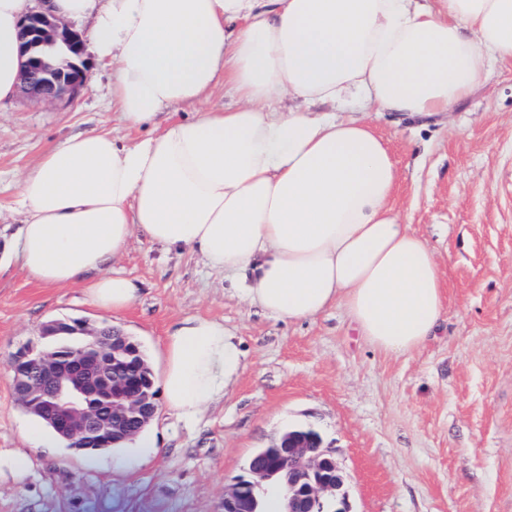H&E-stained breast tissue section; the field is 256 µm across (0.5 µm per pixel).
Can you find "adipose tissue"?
I'll return each instance as SVG.
<instances>
[{
	"instance_id": "ef3b65f1",
	"label": "adipose tissue",
	"mask_w": 512,
	"mask_h": 512,
	"mask_svg": "<svg viewBox=\"0 0 512 512\" xmlns=\"http://www.w3.org/2000/svg\"><path fill=\"white\" fill-rule=\"evenodd\" d=\"M34 0H0V102L18 93L14 51ZM91 20L87 49L112 70V109L134 144L67 137L17 182L14 242L34 281L83 283L120 311L134 282L110 266L133 231L198 251L288 321L339 307L360 336L402 355L434 336L440 266L391 205L399 171L355 105L407 118L454 111L512 62V0H48ZM237 98L208 110L216 87ZM294 107L282 108L283 98ZM193 118L153 129L159 112ZM162 390L195 425L241 370L223 323L183 319L165 338Z\"/></svg>"
}]
</instances>
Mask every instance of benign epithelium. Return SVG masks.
Returning <instances> with one entry per match:
<instances>
[{
	"mask_svg": "<svg viewBox=\"0 0 512 512\" xmlns=\"http://www.w3.org/2000/svg\"><path fill=\"white\" fill-rule=\"evenodd\" d=\"M20 30L21 95L49 104L73 102L90 72L82 34L45 11L24 17ZM64 333L82 339L59 352L27 345L12 355L15 398L47 415L59 433L79 444L102 442L115 432L137 435L157 414L158 397L155 384L119 377L137 356L125 332L81 319L71 326L49 321L40 336ZM274 447L270 466L224 486V512H261L258 499L245 490L248 484L263 492L275 487L282 512H348L343 471L317 431H290Z\"/></svg>",
	"mask_w": 512,
	"mask_h": 512,
	"instance_id": "1",
	"label": "benign epithelium"
}]
</instances>
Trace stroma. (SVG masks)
<instances>
[{
    "label": "stroma",
    "mask_w": 512,
    "mask_h": 512,
    "mask_svg": "<svg viewBox=\"0 0 512 512\" xmlns=\"http://www.w3.org/2000/svg\"><path fill=\"white\" fill-rule=\"evenodd\" d=\"M90 77L74 102L0 107V454L32 461L0 474V512H224L225 483L289 426L316 429L332 449L350 512H512V63L455 112L368 115L401 173L393 204L434 250L445 288L437 336L401 356L374 348L340 309L299 322L266 315L199 253L138 231L113 263L138 287L123 311L98 307L81 285L33 281L10 248L19 176L77 133L142 136L112 110L111 69ZM192 316L236 335L242 369L194 427L159 407L146 462L91 469L22 435L8 359L44 323L118 326L159 374L165 336Z\"/></svg>",
    "instance_id": "stroma-1"
}]
</instances>
